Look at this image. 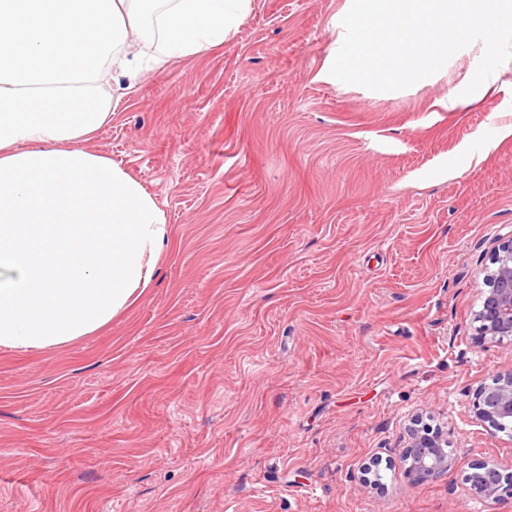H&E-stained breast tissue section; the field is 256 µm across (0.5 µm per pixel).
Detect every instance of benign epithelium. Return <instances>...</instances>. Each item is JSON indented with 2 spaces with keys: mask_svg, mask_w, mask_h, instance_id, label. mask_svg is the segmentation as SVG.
<instances>
[{
  "mask_svg": "<svg viewBox=\"0 0 512 512\" xmlns=\"http://www.w3.org/2000/svg\"><path fill=\"white\" fill-rule=\"evenodd\" d=\"M496 268L485 280L481 308L474 315L476 334L481 340L512 339V234L501 238L495 252ZM472 407L476 418L493 429L503 422H512V370L496 374L490 382L481 384L474 393ZM406 471L417 482L437 481L445 476L450 465L448 440L443 435L413 427L409 441L401 451ZM471 491L488 498L503 493L512 496V476L483 480Z\"/></svg>",
  "mask_w": 512,
  "mask_h": 512,
  "instance_id": "7a95c632",
  "label": "benign epithelium"
}]
</instances>
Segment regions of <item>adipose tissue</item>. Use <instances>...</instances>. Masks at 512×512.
<instances>
[{"mask_svg": "<svg viewBox=\"0 0 512 512\" xmlns=\"http://www.w3.org/2000/svg\"><path fill=\"white\" fill-rule=\"evenodd\" d=\"M252 0H0V347L39 351L108 325L171 241L155 197L88 149L120 99L222 45Z\"/></svg>", "mask_w": 512, "mask_h": 512, "instance_id": "obj_1", "label": "adipose tissue"}]
</instances>
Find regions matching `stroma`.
I'll list each match as a JSON object with an SVG mask.
<instances>
[{
	"mask_svg": "<svg viewBox=\"0 0 512 512\" xmlns=\"http://www.w3.org/2000/svg\"><path fill=\"white\" fill-rule=\"evenodd\" d=\"M345 2L253 0L90 142L171 244L105 328L0 349V512H512L466 483L472 462L512 466L472 410L512 369L473 322L512 233V60L456 110L479 51L386 94L315 81ZM415 417L448 439L440 480L406 473Z\"/></svg>",
	"mask_w": 512,
	"mask_h": 512,
	"instance_id": "35a3bbf8",
	"label": "stroma"
}]
</instances>
